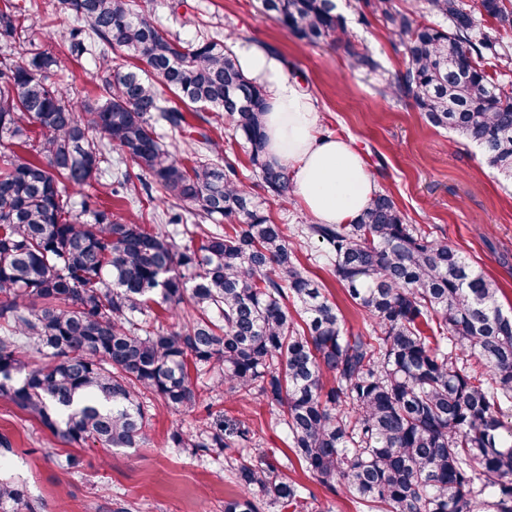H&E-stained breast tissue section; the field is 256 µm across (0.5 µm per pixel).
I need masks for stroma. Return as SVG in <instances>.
Instances as JSON below:
<instances>
[{"mask_svg":"<svg viewBox=\"0 0 512 512\" xmlns=\"http://www.w3.org/2000/svg\"><path fill=\"white\" fill-rule=\"evenodd\" d=\"M141 10L182 42L214 37L238 50L259 44L280 56L288 76L311 95L325 135L351 137L371 169L378 190L394 199L407 223L431 238L466 251L500 289L503 310L512 309V183L490 168L476 145L428 124L411 98H382L389 74L403 70L406 59L383 18L360 19L354 0H336L354 51L371 54L378 71L354 67L348 52L335 45L317 46L286 33L260 10L259 0H138ZM352 50V51H353ZM301 262L323 284L346 325L365 330V314L336 281L313 242L302 241ZM198 385L215 410L231 422L260 432V446L271 461H282L288 448L283 427L272 424L271 409L259 400L236 401L211 390L208 377ZM199 413L158 410L148 441L138 448L110 449L97 443L58 442L12 402L0 397V475L25 483L28 498L18 512H222L236 487L224 457L202 455L169 443L173 430L199 425ZM80 458L78 469L63 465ZM288 475L305 488L318 512H359L345 494L321 485L299 464Z\"/></svg>","mask_w":512,"mask_h":512,"instance_id":"obj_1","label":"stroma"}]
</instances>
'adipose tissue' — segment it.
<instances>
[{"label":"adipose tissue","instance_id":"adipose-tissue-1","mask_svg":"<svg viewBox=\"0 0 512 512\" xmlns=\"http://www.w3.org/2000/svg\"><path fill=\"white\" fill-rule=\"evenodd\" d=\"M238 59L266 92L267 152L288 168L294 196L320 224H347L366 208L375 179L351 139L318 134L319 113L278 56L261 45L242 47Z\"/></svg>","mask_w":512,"mask_h":512}]
</instances>
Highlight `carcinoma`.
Returning <instances> with one entry per match:
<instances>
[{
	"label": "carcinoma",
	"instance_id": "cac0c4a2",
	"mask_svg": "<svg viewBox=\"0 0 512 512\" xmlns=\"http://www.w3.org/2000/svg\"><path fill=\"white\" fill-rule=\"evenodd\" d=\"M260 2L298 38L350 47L335 0ZM361 6L384 18L407 56L381 95L412 98L432 126L479 146L512 180V85L482 64L490 55L512 65L500 38L512 29V0H424L446 28L391 0ZM56 10L88 23L69 29L67 52L30 38L41 19L26 0H0V396L62 443L137 448L156 405L199 407L192 373L203 371L212 387L276 408L300 465L370 512H512L503 413L512 310L501 308L496 282L378 192L351 224L296 230L370 320V330L351 331L255 192L286 202L292 187L285 165L267 157L265 94L224 41L184 45L133 0H57ZM83 55L98 63L92 99L65 80L70 57ZM233 86L248 100L227 110ZM168 92L218 112L246 144L255 187L223 160L218 138L201 132L182 151L162 142L157 128L187 125ZM127 162L139 171L142 211L114 213L101 196L127 188ZM154 188L176 209L159 211ZM148 209L161 224L193 223L198 244L180 247L147 227ZM188 292L193 313L182 325L152 320V306L174 313ZM30 352L45 362L27 366ZM236 436L234 445L224 415L210 412L169 443L217 456L237 447L229 468L240 493L224 512H260L262 499L281 512L303 508L288 463L255 454L256 431ZM24 500L22 485L0 479V512Z\"/></svg>",
	"mask_w": 512,
	"mask_h": 512
}]
</instances>
